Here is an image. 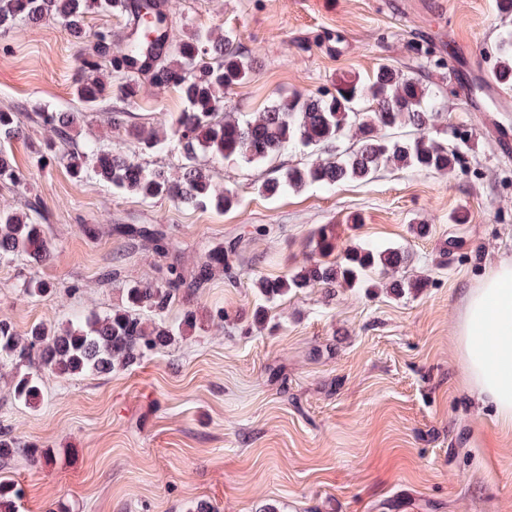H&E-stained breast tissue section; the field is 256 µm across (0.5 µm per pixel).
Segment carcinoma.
Here are the masks:
<instances>
[{"instance_id": "1", "label": "carcinoma", "mask_w": 512, "mask_h": 512, "mask_svg": "<svg viewBox=\"0 0 512 512\" xmlns=\"http://www.w3.org/2000/svg\"><path fill=\"white\" fill-rule=\"evenodd\" d=\"M117 0H0V28L18 20L36 21L46 16L60 19L77 42L86 36V18L93 11L117 10ZM157 17V37L149 42L139 36L121 50L113 51L112 31L94 32L93 52L81 57L75 92L84 103L95 106L117 101L125 105L139 92V77L157 88L177 90L184 109L164 122V132H147L129 121L130 113L118 107L110 122L140 145L144 155L167 148L177 151L181 163L176 171L150 169L97 141L71 143V131L88 121L85 112L34 113L32 120L54 140L72 144L67 166L73 178L93 174L118 192L144 200L171 198L196 209L228 210L237 203L233 191L212 183L200 157L213 162L239 159L247 164L269 162L290 149L311 154L314 159L282 166L266 177L258 191L275 198L308 187L331 189L345 181H369L388 166L426 172H448L462 163L460 148L429 139L422 131L438 110L436 98L414 74L405 75L387 65L379 66L366 82L342 79L335 92L316 96L294 93L279 97L264 111H224L221 92L246 81L254 71V60L241 52L231 32L217 36L212 29L191 27L181 36L162 28ZM109 67L121 81L101 82L94 74ZM494 72L512 86V25H503L494 45ZM368 106L363 108L361 103ZM11 112H0V140L19 136ZM0 180L23 186L26 177L12 156L0 149ZM117 231L131 241L166 258L170 242L155 224L122 225ZM240 240L206 252L190 272L178 260L157 267L151 281H133L125 288V305L112 313L78 317L57 329L44 324L20 334L0 320V370L14 373L13 397L36 408L43 394L40 377L48 372L58 377L110 375L138 364L148 355L174 344L198 328L192 300L221 271L234 278L242 266ZM308 247L313 258L285 278L260 277L254 285L266 298L305 288H373L371 275L394 274L405 255L393 247H352L335 257V225L322 224ZM55 255L47 225L27 214L0 212V260L24 257L44 263ZM54 285L31 278L22 284L27 296H46ZM176 303L186 306L179 324L165 321ZM24 453L36 464L53 460L44 448H22L7 434L0 435V467ZM23 494L14 483H0V512H17Z\"/></svg>"}]
</instances>
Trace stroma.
Returning <instances> with one entry per match:
<instances>
[{
  "mask_svg": "<svg viewBox=\"0 0 512 512\" xmlns=\"http://www.w3.org/2000/svg\"><path fill=\"white\" fill-rule=\"evenodd\" d=\"M165 2L173 34L187 24L229 29L255 57L252 79L224 95L235 111L332 89L342 75L364 80L387 63L439 96L427 135L460 145L463 165L445 175L388 168L367 183L267 198L257 186L269 166L226 160L211 167L238 199L223 213L118 194L93 177L74 180L63 159L37 165L46 134L33 112L81 109L80 45L52 18L0 30V110L18 113L24 132L6 148L28 177L22 188L0 182V209L39 202L56 245L47 263L0 262V320L23 333L122 306L125 282L154 279L162 260L114 232L117 224L163 225L188 268L229 239L246 247L237 278L216 274L195 298L200 311L223 309L224 321L140 364L108 376L43 374L34 409L10 397L12 374L0 372V433L54 452L47 465L19 454L0 468L1 480L23 489L19 512L61 503L67 512H189L201 500L217 512H512V430L463 388L456 338L468 290L512 258V158L500 151L512 137V103L490 99L477 66L502 24L496 0ZM417 43L433 58L415 57ZM183 107L174 89L146 83L131 111L151 126ZM110 110L101 105L76 141L140 158ZM459 210L468 222L450 223ZM353 212L363 223H347ZM321 224L335 225L341 251H405L398 278L428 279L427 288L316 287L264 302L255 278L301 266ZM110 270L116 278L104 281ZM32 276L55 292L23 295ZM260 307L265 328L252 323Z\"/></svg>",
  "mask_w": 512,
  "mask_h": 512,
  "instance_id": "1",
  "label": "stroma"
}]
</instances>
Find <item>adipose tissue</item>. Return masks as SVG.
Returning <instances> with one entry per match:
<instances>
[{"label": "adipose tissue", "mask_w": 512, "mask_h": 512, "mask_svg": "<svg viewBox=\"0 0 512 512\" xmlns=\"http://www.w3.org/2000/svg\"><path fill=\"white\" fill-rule=\"evenodd\" d=\"M456 336L464 384L512 427V258L491 266L466 295Z\"/></svg>", "instance_id": "obj_1"}]
</instances>
